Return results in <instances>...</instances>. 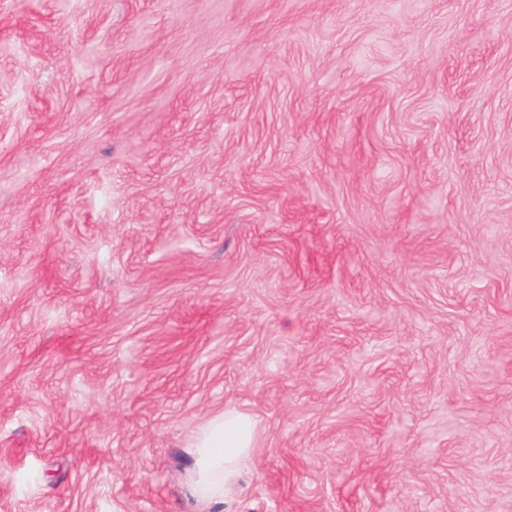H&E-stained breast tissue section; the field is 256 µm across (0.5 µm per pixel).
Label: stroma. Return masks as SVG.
Listing matches in <instances>:
<instances>
[{"label": "stroma", "instance_id": "1", "mask_svg": "<svg viewBox=\"0 0 512 512\" xmlns=\"http://www.w3.org/2000/svg\"><path fill=\"white\" fill-rule=\"evenodd\" d=\"M512 512V0H0V512ZM257 423L248 414L225 411L209 421L191 450L187 483L190 512H213L234 489L240 469L257 443Z\"/></svg>", "mask_w": 512, "mask_h": 512}]
</instances>
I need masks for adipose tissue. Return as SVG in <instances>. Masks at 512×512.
<instances>
[{"label":"adipose tissue","mask_w":512,"mask_h":512,"mask_svg":"<svg viewBox=\"0 0 512 512\" xmlns=\"http://www.w3.org/2000/svg\"><path fill=\"white\" fill-rule=\"evenodd\" d=\"M257 423L248 414L224 412L211 419L191 450L187 483L192 512H214L233 491L240 469L257 443Z\"/></svg>","instance_id":"obj_1"}]
</instances>
